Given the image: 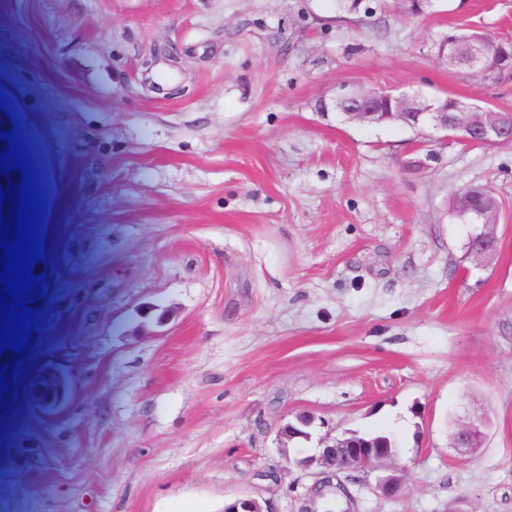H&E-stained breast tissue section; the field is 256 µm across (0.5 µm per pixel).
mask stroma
I'll list each match as a JSON object with an SVG mask.
<instances>
[{"mask_svg":"<svg viewBox=\"0 0 512 512\" xmlns=\"http://www.w3.org/2000/svg\"><path fill=\"white\" fill-rule=\"evenodd\" d=\"M512 39V0H0V130L41 177L36 331L0 401V512H304L320 438L394 431L405 488L350 512H512V145L313 104L342 82L512 111L436 46ZM499 240L466 257L457 190ZM170 311L163 325L147 308ZM66 400L43 406L49 379ZM486 417L481 448L452 423ZM311 440L281 438L296 415ZM462 197H467L476 204H487L494 208L498 207L494 193L486 187H466L457 191L453 198V210ZM468 199L460 201L456 209L457 219L466 224H476L480 233L478 239H492L498 241L495 233V225L498 223V211H495L492 207H483L478 210H473Z\"/></svg>","mask_w":512,"mask_h":512,"instance_id":"1","label":"stroma"}]
</instances>
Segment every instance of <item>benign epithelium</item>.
I'll return each mask as SVG.
<instances>
[{
	"mask_svg": "<svg viewBox=\"0 0 512 512\" xmlns=\"http://www.w3.org/2000/svg\"><path fill=\"white\" fill-rule=\"evenodd\" d=\"M486 38L483 36H462L443 42L438 56L446 59L448 67L458 69H477L484 73L489 82L496 81L492 66L484 52ZM385 102L397 106L398 116L414 120L416 127H428L437 133L445 134L463 144L479 142L483 145H495L504 141L512 128L504 119L485 108L461 101L455 112L448 113L446 108H437L431 100L408 94H394L386 90H355L349 84L339 85L329 98L320 99L321 112H337L349 123H375L392 116L390 112L381 111ZM457 219L464 223L477 225L479 238L497 239L495 225L498 212L491 207L472 209L469 201H460L456 209ZM486 419L481 415H472L469 421L456 428L453 446L462 452H472L478 448L485 437ZM397 454L390 448H380L373 441L357 443L350 439V433L334 439V443L318 450V455L298 460L306 467L317 462L321 468V482L311 488V500H316L322 489L333 484L340 475L361 472L376 475V491L384 497H393L403 490V479L396 473H385L387 462L394 460ZM234 512H271L255 498L244 496L233 502Z\"/></svg>",
	"mask_w": 512,
	"mask_h": 512,
	"instance_id": "obj_1",
	"label": "benign epithelium"
}]
</instances>
